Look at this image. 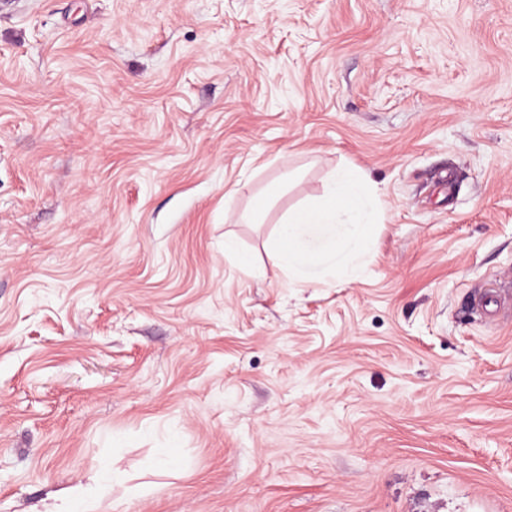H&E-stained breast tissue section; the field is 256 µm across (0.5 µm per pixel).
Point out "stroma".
Masks as SVG:
<instances>
[{
  "instance_id": "35a3bbf8",
  "label": "stroma",
  "mask_w": 512,
  "mask_h": 512,
  "mask_svg": "<svg viewBox=\"0 0 512 512\" xmlns=\"http://www.w3.org/2000/svg\"><path fill=\"white\" fill-rule=\"evenodd\" d=\"M73 488L512 512V0H0V512ZM374 195V188L356 171L343 168L333 174L327 189V204L319 210L307 211L281 224L279 239L288 242L289 248L283 256L288 271L301 274L312 262L309 253L303 249V239L312 234L327 236L330 229L336 224L349 226L351 237L362 239L368 230L369 224L364 211L358 208L370 200ZM343 214H349V222L341 223Z\"/></svg>"
}]
</instances>
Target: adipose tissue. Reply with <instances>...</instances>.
<instances>
[{"mask_svg":"<svg viewBox=\"0 0 512 512\" xmlns=\"http://www.w3.org/2000/svg\"><path fill=\"white\" fill-rule=\"evenodd\" d=\"M374 195L371 184L356 171L343 168L335 172L326 189V204L321 209L307 211L292 218L279 228L280 241L289 245L283 261L289 271L302 273L310 264L311 258L302 243L305 237L318 234L326 239L328 253H335L337 241L330 237L331 228L339 224L341 216H348V233L351 237L363 238L369 223L362 203Z\"/></svg>","mask_w":512,"mask_h":512,"instance_id":"obj_1","label":"adipose tissue"}]
</instances>
